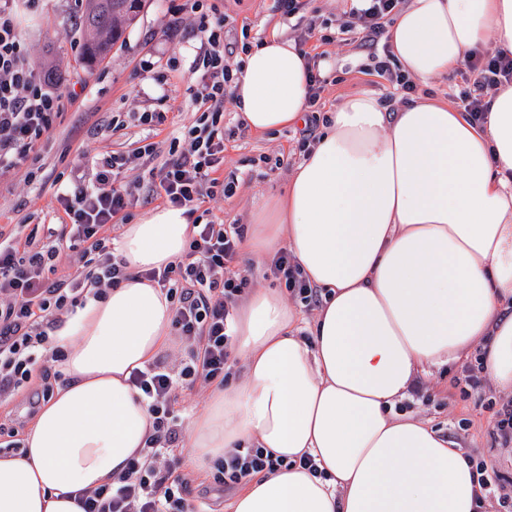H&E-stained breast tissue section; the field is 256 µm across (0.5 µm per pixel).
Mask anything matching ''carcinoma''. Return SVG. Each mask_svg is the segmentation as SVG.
Wrapping results in <instances>:
<instances>
[{"mask_svg":"<svg viewBox=\"0 0 512 512\" xmlns=\"http://www.w3.org/2000/svg\"><path fill=\"white\" fill-rule=\"evenodd\" d=\"M141 0H85L79 24L88 32L81 43L80 60L91 66L103 60L137 17Z\"/></svg>","mask_w":512,"mask_h":512,"instance_id":"1","label":"carcinoma"}]
</instances>
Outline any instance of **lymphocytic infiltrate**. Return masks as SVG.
Returning <instances> with one entry per match:
<instances>
[{
	"label": "lymphocytic infiltrate",
	"mask_w": 512,
	"mask_h": 512,
	"mask_svg": "<svg viewBox=\"0 0 512 512\" xmlns=\"http://www.w3.org/2000/svg\"><path fill=\"white\" fill-rule=\"evenodd\" d=\"M39 2L0 0V177L40 152L61 115L63 94L47 89L28 66L18 23L19 4L34 9ZM351 2L350 13L364 41L377 44L383 19L400 0ZM200 30L209 48L194 61V98L206 109L189 128L185 147L172 151L156 172L164 199L192 216L193 233L180 258L142 273L172 304L173 342L179 352L132 372L130 382L148 406L152 432L145 448L118 476L79 497L83 512H210L209 502L194 495L191 475L181 470L183 425L175 405L183 392L223 382L234 353L233 310L248 293L252 273L239 265L243 225L205 222L197 216L205 200L233 193L232 183L214 176L224 150V100L234 81L221 46L223 16L204 19ZM464 68L468 85L460 94L462 107L480 123L498 86L512 83V52L472 55ZM125 165L123 157L112 156L103 162L94 183L63 192L59 201L69 222L49 228L54 244L37 247L32 233L22 239L0 234V398L34 389L49 396L62 380L55 365L64 359L61 351L48 349L52 331L87 297H100L128 278L125 260L110 249L105 236L113 219L139 200L138 188L120 178ZM75 248L84 272L46 278V271L56 270L66 252ZM264 275L305 307L320 306V292L307 284L288 251L278 252ZM284 463V458L255 445L235 448L215 461L213 480L230 491L243 478L273 474Z\"/></svg>",
	"instance_id": "lymphocytic-infiltrate-1"
}]
</instances>
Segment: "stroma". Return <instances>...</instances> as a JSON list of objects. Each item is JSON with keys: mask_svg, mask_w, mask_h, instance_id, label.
I'll return each mask as SVG.
<instances>
[{"mask_svg": "<svg viewBox=\"0 0 512 512\" xmlns=\"http://www.w3.org/2000/svg\"><path fill=\"white\" fill-rule=\"evenodd\" d=\"M142 0L136 20L122 40L93 68L82 66L81 33L75 0H41L39 11L21 18L29 63L41 73L54 66L63 88L75 93L64 114L48 135L40 157L0 178V227L5 232L28 234L36 224H65L69 218L57 200L59 187L89 183L96 164L115 154L130 157L124 176L151 185V169L169 157L174 140L182 138L203 112L192 98V63L201 47V14L225 18L224 40L254 45L271 35L301 43L303 50L324 63L326 80L314 130L346 98L370 92L386 103L401 102L403 94L373 69L372 52L363 45L348 0H303L298 13L285 15L274 0ZM136 112H160L165 120L152 136L153 160L136 158L146 134L132 119ZM301 130L288 127L258 135L242 125L233 98L224 101V160L219 179L235 182L233 196L207 200L216 217L227 224H250L253 212L273 193L283 191L292 170L304 154L299 150ZM461 368L433 371L425 388L430 405L411 400L412 410L431 419L463 451L479 450L495 460L498 470L512 476V460L493 450L489 431L500 401L494 389L481 396H463L453 380Z\"/></svg>", "mask_w": 512, "mask_h": 512, "instance_id": "stroma-1", "label": "stroma"}]
</instances>
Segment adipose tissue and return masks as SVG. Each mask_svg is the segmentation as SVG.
Returning <instances> with one entry per match:
<instances>
[{
  "label": "adipose tissue",
  "instance_id": "obj_1",
  "mask_svg": "<svg viewBox=\"0 0 512 512\" xmlns=\"http://www.w3.org/2000/svg\"><path fill=\"white\" fill-rule=\"evenodd\" d=\"M388 43L409 76L447 74L488 44L512 51V0H409ZM308 90L303 53L274 35L246 54L235 108L272 133L303 119ZM190 231L171 206L125 225L132 277L54 331L68 382L42 403L26 456H0V512H83L75 492L144 448L152 419L129 377L166 346L172 308L138 273L176 260ZM283 247L323 302L308 322L269 288L238 306L244 368L190 420L189 469L239 444L288 458L247 477L229 512H482L463 452L395 405L417 376L476 350L512 394V84L481 125L427 97L345 99L243 242L259 261ZM305 453L323 477L296 466Z\"/></svg>",
  "mask_w": 512,
  "mask_h": 512
}]
</instances>
